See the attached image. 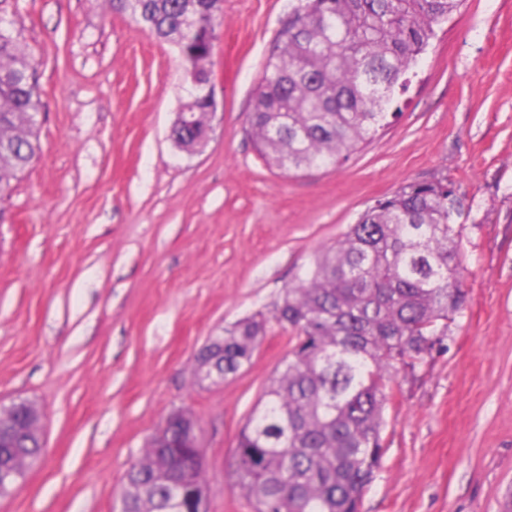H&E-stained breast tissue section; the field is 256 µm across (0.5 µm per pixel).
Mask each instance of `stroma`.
<instances>
[{"instance_id":"1","label":"stroma","mask_w":512,"mask_h":512,"mask_svg":"<svg viewBox=\"0 0 512 512\" xmlns=\"http://www.w3.org/2000/svg\"><path fill=\"white\" fill-rule=\"evenodd\" d=\"M298 0H224L203 151L170 138L192 88L176 48L102 0H0L36 88L40 152L0 196V404L34 403L43 452L0 512H122L130 467L176 411L196 422L208 512H253L239 434L293 343L273 305L373 200L445 179L466 292L440 347L400 370L361 512H504L512 495V0H465L401 115L338 168L285 174L248 135ZM251 364L198 382L252 316Z\"/></svg>"}]
</instances>
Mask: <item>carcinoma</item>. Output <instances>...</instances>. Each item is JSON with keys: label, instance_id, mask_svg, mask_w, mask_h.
I'll return each instance as SVG.
<instances>
[{"label": "carcinoma", "instance_id": "obj_1", "mask_svg": "<svg viewBox=\"0 0 512 512\" xmlns=\"http://www.w3.org/2000/svg\"><path fill=\"white\" fill-rule=\"evenodd\" d=\"M463 0H300L279 29L252 108L249 136L284 172L338 166L390 125L409 73L436 27ZM173 44L203 83L210 74L221 0H108ZM189 122L172 139L188 153L210 117L198 86L183 103ZM43 103L19 34L0 21V192L39 150ZM461 203L441 181H410L376 199L343 237L321 251L274 307L295 345L242 428L235 487L254 512H360L382 457L383 409L397 369L413 368L448 335L465 293L460 281ZM265 322L245 318L215 337L224 377L251 363ZM41 434L17 412L0 431V486L11 494L39 456ZM189 448L153 438L129 470L125 512H193L203 467L182 472ZM184 479L179 504L169 482Z\"/></svg>", "mask_w": 512, "mask_h": 512}]
</instances>
